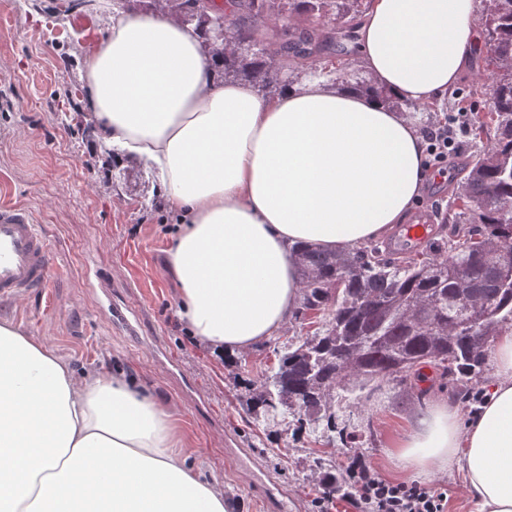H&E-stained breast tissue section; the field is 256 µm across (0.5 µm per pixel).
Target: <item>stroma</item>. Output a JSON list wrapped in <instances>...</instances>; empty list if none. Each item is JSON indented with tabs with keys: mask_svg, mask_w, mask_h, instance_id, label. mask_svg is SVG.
Returning <instances> with one entry per match:
<instances>
[{
	"mask_svg": "<svg viewBox=\"0 0 512 512\" xmlns=\"http://www.w3.org/2000/svg\"><path fill=\"white\" fill-rule=\"evenodd\" d=\"M107 12L73 10L69 0H0V196L31 213L55 260L48 292L0 300V321L35 337L75 378L123 370L172 414L191 462L223 485L232 512H354L338 498L323 510L317 501L323 470L341 475L357 460L386 480L447 492L448 512H475L458 469L435 466L416 476L393 454L435 403L469 413L466 397L381 381L364 407L337 396L336 429L317 437L297 431L292 414L269 418L254 408L277 348L301 337L298 320L223 356L180 322L177 285L166 271L177 217L146 167L103 153L84 105V54L104 34ZM484 68L475 56L440 106L486 111L489 93L468 94ZM459 172L452 161L446 174H433L413 213L446 209ZM89 256L104 277L87 280ZM114 302L138 309L137 335L112 325L107 307ZM235 448L247 449V458L232 457Z\"/></svg>",
	"mask_w": 512,
	"mask_h": 512,
	"instance_id": "stroma-1",
	"label": "stroma"
}]
</instances>
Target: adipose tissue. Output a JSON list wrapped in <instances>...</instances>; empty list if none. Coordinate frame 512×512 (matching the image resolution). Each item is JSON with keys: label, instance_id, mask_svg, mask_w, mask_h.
<instances>
[{"label": "adipose tissue", "instance_id": "adipose-tissue-1", "mask_svg": "<svg viewBox=\"0 0 512 512\" xmlns=\"http://www.w3.org/2000/svg\"><path fill=\"white\" fill-rule=\"evenodd\" d=\"M477 0H372L357 28L367 78L430 103L479 43ZM104 136L158 179L180 225L167 269L197 341L244 351L281 333L300 295L288 248L342 253L402 223L428 176L410 117L304 81L273 97L221 79L174 18L115 10L84 62ZM480 411L443 402L397 447L405 468L464 471L476 512H512V334ZM170 414L123 372L76 383L38 340L0 323V512H227L186 466Z\"/></svg>", "mask_w": 512, "mask_h": 512}]
</instances>
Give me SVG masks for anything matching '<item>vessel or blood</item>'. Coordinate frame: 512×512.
<instances>
[{
  "instance_id": "b4317fda",
  "label": "vessel or blood",
  "mask_w": 512,
  "mask_h": 512,
  "mask_svg": "<svg viewBox=\"0 0 512 512\" xmlns=\"http://www.w3.org/2000/svg\"><path fill=\"white\" fill-rule=\"evenodd\" d=\"M53 266V247L30 213L0 205V299L21 300L48 287Z\"/></svg>"
}]
</instances>
